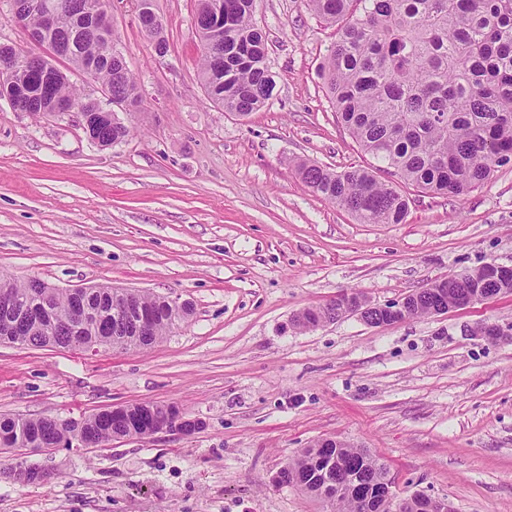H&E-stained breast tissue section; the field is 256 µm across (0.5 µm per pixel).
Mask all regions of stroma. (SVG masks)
I'll return each mask as SVG.
<instances>
[{
	"label": "stroma",
	"instance_id": "1",
	"mask_svg": "<svg viewBox=\"0 0 512 512\" xmlns=\"http://www.w3.org/2000/svg\"><path fill=\"white\" fill-rule=\"evenodd\" d=\"M156 5L161 52L136 0L106 3L141 95L121 143H92L77 113L0 100V275L140 290L193 314L146 350L0 345V414L174 402L203 427L30 453L44 485L16 484L15 452L0 453V512H328L274 477L329 436L382 458L396 499L512 512V340L469 332L512 325V295L389 326L290 325L346 290L385 304L512 266V164L463 197L406 187L403 223H358L295 168L373 163L319 75L334 29L306 0H255L277 88L243 120L200 83L196 0Z\"/></svg>",
	"mask_w": 512,
	"mask_h": 512
}]
</instances>
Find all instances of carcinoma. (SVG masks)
Here are the masks:
<instances>
[{
    "mask_svg": "<svg viewBox=\"0 0 512 512\" xmlns=\"http://www.w3.org/2000/svg\"><path fill=\"white\" fill-rule=\"evenodd\" d=\"M76 7L57 17L45 30L50 48L45 67L27 77L15 76V98L29 102L37 115L55 101L81 104L89 117L90 140L108 147L122 142L130 128L112 105L129 111L140 103L134 77L125 62L103 51L107 16L94 18ZM195 27L201 43L208 40L210 0H197ZM255 0H224V48L202 49L200 81L207 97L224 111L248 117L273 98L276 81L268 65L265 36L253 22ZM308 6L336 40L321 67L336 120L361 150L393 170L406 185L435 194L464 195L489 179L496 164L512 161V0H308ZM13 14L25 29H41V19L26 12L25 0H12ZM65 60L81 71L97 67L96 88L112 90L107 105L75 88ZM302 180L325 200L347 209L361 224H400L408 212L407 197L380 181L373 167L336 172L301 161ZM481 284L486 294L512 292V279L487 276L476 268L464 278L448 281V289L464 293ZM105 286L83 300L45 287L39 279H0V296L42 315L20 325L19 334L5 335L8 319L0 311V337L22 346L63 345L87 352L96 345L141 349L172 333L192 314L189 303L138 293L129 303L112 302ZM436 305L429 288L414 293L409 313L430 315ZM155 312L149 328L137 330V312ZM322 318L336 320V301L303 309L297 328ZM159 422L183 433L198 424L181 416L169 403L144 402L124 412L84 416L80 424L50 416L0 415V448L49 449L100 447L114 439L142 436ZM338 458L332 475L343 481L356 475L370 485L390 481L386 465L364 448L313 445L301 449L280 471L282 482L322 500L331 488L315 476V460ZM9 477L22 485H41L49 474L19 460ZM376 512H437V506L416 493L400 503L381 500Z\"/></svg>",
    "mask_w": 512,
    "mask_h": 512,
    "instance_id": "1",
    "label": "carcinoma"
}]
</instances>
